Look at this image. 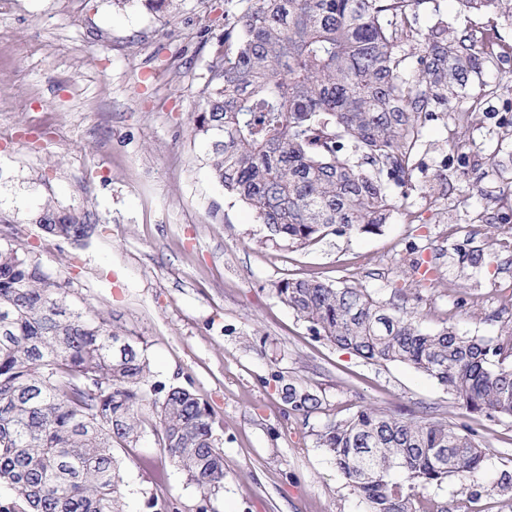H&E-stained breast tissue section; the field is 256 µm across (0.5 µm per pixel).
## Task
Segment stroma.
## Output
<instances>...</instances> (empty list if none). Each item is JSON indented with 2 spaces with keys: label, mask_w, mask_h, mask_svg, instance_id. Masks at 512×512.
Wrapping results in <instances>:
<instances>
[{
  "label": "stroma",
  "mask_w": 512,
  "mask_h": 512,
  "mask_svg": "<svg viewBox=\"0 0 512 512\" xmlns=\"http://www.w3.org/2000/svg\"><path fill=\"white\" fill-rule=\"evenodd\" d=\"M418 19L450 35L512 24L460 16L438 0ZM226 0H0V247H23L70 299L100 310L146 343L153 380L190 388L212 409L224 453L217 512H365L317 443L325 424L359 406L434 416L472 428L488 449L493 483L512 471V419L453 406L447 390L411 366L370 363L319 338L274 292L284 278L318 276L395 288L428 330L480 336L512 329V253L490 224L512 212V57L482 62L479 104L426 129L417 186L377 234L329 235L303 249L269 239L253 212L213 180L191 128L224 33ZM467 144V160L448 148ZM468 176H461V169ZM437 203H430V196ZM79 214L76 242L47 234L45 204ZM485 257L481 269L469 254ZM314 389L322 407L290 412L278 381ZM126 512L158 497L199 512L201 496L153 437L122 453ZM452 512H512L495 493L470 499L456 481L431 488Z\"/></svg>",
  "instance_id": "1"
}]
</instances>
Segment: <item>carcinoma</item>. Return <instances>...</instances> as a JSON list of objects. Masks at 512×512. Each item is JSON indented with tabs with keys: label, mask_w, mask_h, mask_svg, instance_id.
Here are the masks:
<instances>
[{
	"label": "carcinoma",
	"mask_w": 512,
	"mask_h": 512,
	"mask_svg": "<svg viewBox=\"0 0 512 512\" xmlns=\"http://www.w3.org/2000/svg\"><path fill=\"white\" fill-rule=\"evenodd\" d=\"M432 0H236L211 61L192 132L213 178L264 224L268 237L302 248L328 234H375L416 186L426 128L468 96L496 43L443 19L421 34ZM512 23V0H456ZM420 40L417 55L399 52ZM46 233L80 240L88 225L44 206ZM280 300L337 347L375 363H403L446 387L466 414L512 419V329L468 336L423 329L408 296L317 276L282 279ZM69 291L17 248L0 249V512H123L117 451L151 433L198 489L205 506L224 487L214 415L192 390L150 381L144 341L100 312L69 304ZM288 410L322 406L319 394L281 386ZM366 512H448L427 490L456 479L473 500L512 494V472L481 482L487 449L444 417L362 406L318 432Z\"/></svg>",
	"instance_id": "obj_1"
}]
</instances>
